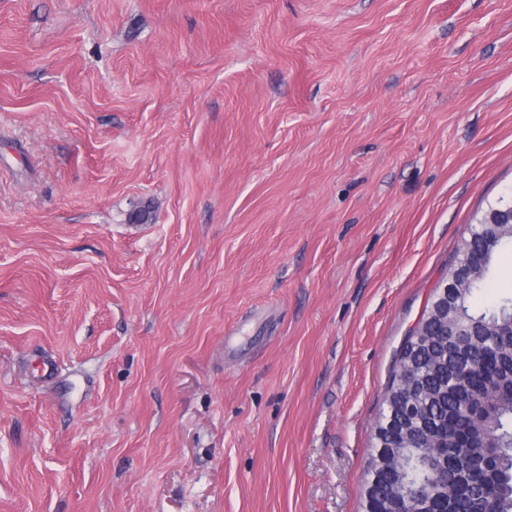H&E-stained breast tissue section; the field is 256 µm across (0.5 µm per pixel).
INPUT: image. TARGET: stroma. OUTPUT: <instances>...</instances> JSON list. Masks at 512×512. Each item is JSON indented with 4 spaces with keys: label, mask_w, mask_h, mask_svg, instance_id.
I'll use <instances>...</instances> for the list:
<instances>
[{
    "label": "stroma",
    "mask_w": 512,
    "mask_h": 512,
    "mask_svg": "<svg viewBox=\"0 0 512 512\" xmlns=\"http://www.w3.org/2000/svg\"><path fill=\"white\" fill-rule=\"evenodd\" d=\"M511 194L512 0H0V512H362Z\"/></svg>",
    "instance_id": "35a3bbf8"
}]
</instances>
